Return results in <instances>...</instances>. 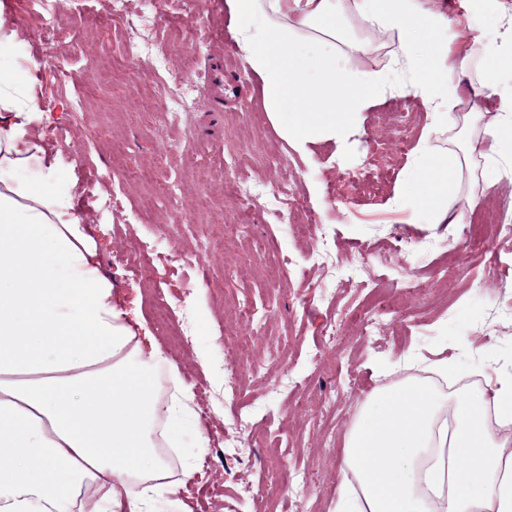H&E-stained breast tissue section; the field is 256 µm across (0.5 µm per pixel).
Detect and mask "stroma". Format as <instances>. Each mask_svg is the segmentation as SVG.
Returning a JSON list of instances; mask_svg holds the SVG:
<instances>
[{
	"label": "stroma",
	"instance_id": "obj_1",
	"mask_svg": "<svg viewBox=\"0 0 512 512\" xmlns=\"http://www.w3.org/2000/svg\"><path fill=\"white\" fill-rule=\"evenodd\" d=\"M436 2L451 25L433 40L449 61L466 63L448 120L416 93L433 56L409 66L389 41L369 65L387 74L372 105L342 139L302 153L265 108L224 0H172L162 10L164 68L193 98L174 124L164 94L137 79L149 62L126 56L127 23L150 0H126L124 23L113 21L112 0H57L67 36L50 59L38 0H0V28L13 34L0 70L19 77L58 126L49 161L96 228L101 267L130 318L144 322L145 351L159 349L193 399L168 458L180 487L161 512H349L342 443L376 392L417 383L438 360L454 391L489 393L512 372V241L487 234L481 257L466 236L473 213L512 201V130L499 108L512 63L492 57L512 0ZM195 24L206 35L200 49ZM61 70L71 76L64 85ZM464 98L483 112L458 127L452 116ZM398 112L408 116L404 147L389 131ZM466 149L465 171L448 177V211H435L415 173L424 157ZM185 154L197 165L185 166ZM128 167L171 194L150 196ZM244 173L269 188L288 185L316 217L311 235H288L242 206L234 185ZM114 196L120 207L109 206ZM202 197L213 209L190 219ZM227 221L241 222V233L215 247L212 227ZM320 242L330 255L323 271L307 262ZM274 260L279 283L261 273ZM160 299L169 308L163 325L154 317ZM188 327L191 339L174 346ZM241 415L251 429L229 437Z\"/></svg>",
	"mask_w": 512,
	"mask_h": 512
}]
</instances>
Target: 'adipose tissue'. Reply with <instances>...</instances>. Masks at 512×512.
Returning <instances> with one entry per match:
<instances>
[{
    "mask_svg": "<svg viewBox=\"0 0 512 512\" xmlns=\"http://www.w3.org/2000/svg\"><path fill=\"white\" fill-rule=\"evenodd\" d=\"M241 18L248 64L267 109L292 115L283 136L298 150L353 126L383 73L349 65L335 20L356 11L396 30L407 60L410 35L447 27L423 0H226ZM357 87L358 96L345 97ZM23 83L0 76V512H158L173 484L156 453L176 446L190 408L182 389L158 406L160 353L143 342L101 270L93 229L32 126L41 115ZM455 424L441 423L446 405ZM512 378L492 399H447L421 382L377 392L369 416L344 441V473L358 489L352 512H512ZM95 493L81 495L84 484Z\"/></svg>",
    "mask_w": 512,
    "mask_h": 512,
    "instance_id": "1",
    "label": "adipose tissue"
}]
</instances>
